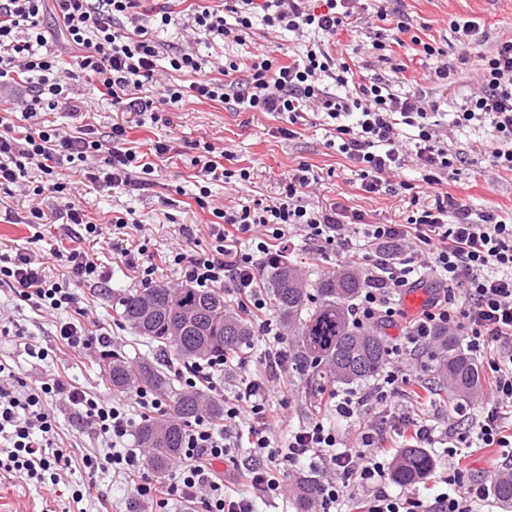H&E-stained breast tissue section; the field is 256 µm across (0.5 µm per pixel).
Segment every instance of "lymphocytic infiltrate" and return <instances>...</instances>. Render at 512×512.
Masks as SVG:
<instances>
[{
  "label": "lymphocytic infiltrate",
  "mask_w": 512,
  "mask_h": 512,
  "mask_svg": "<svg viewBox=\"0 0 512 512\" xmlns=\"http://www.w3.org/2000/svg\"><path fill=\"white\" fill-rule=\"evenodd\" d=\"M257 20L293 33L300 43L296 56L282 62L268 48L250 53L242 63L226 56V46L245 45ZM380 22L395 24L398 34L389 42L375 37L372 49L387 52L401 45L408 30L404 13L383 4L370 8L363 0H0V87L27 85L19 109L32 120L68 107L74 84L82 79L98 83L100 96L113 107L135 112L153 125L192 98L237 112L276 113L286 122L280 130L286 138L316 119L332 127V144L352 164L365 193L389 190L390 175L410 156L428 184H442L456 175L463 158L438 131L437 104L416 90L393 92L380 78L356 79L346 59L332 51L339 32ZM172 27L187 33L188 45L164 40ZM56 35L63 44L49 49ZM200 44L208 55L198 54ZM163 59L172 70L195 74V81L165 84L157 97H143ZM453 123L485 129L483 153L491 169L512 173V38L483 57L478 90L454 112ZM13 130L10 120L0 116L1 192L53 195L61 203L58 218L63 224L79 226L84 239L110 240L142 282H150L163 264L175 268L187 286L225 289L235 306L258 321L264 351L262 372L242 378L225 396L221 420L202 415L188 425L181 462L161 485L146 476L142 453L125 446L135 418L163 411L158 397L136 389L105 398L76 385L59 369L29 384L10 364L0 362V470L28 484L55 486L63 474L109 468L143 497L197 499L206 512H257V500H275L281 484L306 464L323 476L322 512L341 502L353 512H418L422 500L385 489L392 452L386 434L364 419L380 406L391 410L397 437L415 448L442 447L448 456L447 467L435 477L447 487L434 499L439 512H485L489 485L465 477L457 457L467 448H497L502 468L512 470L511 223L495 211H477L442 194L434 207L413 212L403 224H378L367 213L343 205L323 209L311 200L318 179L304 162L288 171L271 204L214 209L211 182H245L251 173L246 167L225 168L224 151L206 143L191 160L199 178L193 201L214 216L212 242L201 247L187 227L175 248L153 252L147 240L133 238L140 224L130 213L87 221L60 172H84L111 190L148 189L157 184V160L178 152L175 138L155 141L156 160L150 163L129 145L118 124L105 135L87 124L69 132L38 128L22 138ZM297 239L319 253L334 249L337 259L363 267L367 285L352 308L362 325L393 321L399 314L398 296L423 278L443 287L442 295L410 320L404 336L389 345V360L373 386L328 392L337 416L359 424L350 443L319 418L289 431L286 440L277 438L285 416L271 404L268 386L288 378L286 338L257 286L256 272L260 261L286 254ZM49 258L66 268L64 279L46 276V259L1 253L0 287L38 312L69 314L55 336L56 349L69 363L92 360L111 347L112 336L92 307L81 305L78 291L102 287L106 273L78 248L51 250ZM438 326L454 328L491 375L479 404L457 408L466 422L461 431L404 410L407 387L417 380L410 363ZM227 365L213 357L174 373L186 385L213 395L220 391ZM54 400L76 410L101 454L79 457L64 448L50 412ZM243 448L248 451L244 458L239 455ZM218 461L230 472L245 473L252 493L230 494L226 473L214 467Z\"/></svg>",
  "instance_id": "1"
}]
</instances>
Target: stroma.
Wrapping results in <instances>:
<instances>
[{"label": "stroma", "mask_w": 512, "mask_h": 512, "mask_svg": "<svg viewBox=\"0 0 512 512\" xmlns=\"http://www.w3.org/2000/svg\"><path fill=\"white\" fill-rule=\"evenodd\" d=\"M390 5L404 12L411 35L441 47L449 57L467 54L469 64L464 78L461 84L447 86L434 74L439 58H428L412 49L395 48L390 61H381L370 47L374 32L363 24L355 31H344L338 36L341 48L353 52L356 76L368 79L378 76L391 81L395 78L394 65H406V74L416 80L418 90L438 103L439 131L447 135L449 149L463 152L466 159L456 181L443 189L455 200L477 209L492 207L504 218L512 219V173L493 174L483 154L485 131L478 127L460 130L453 125L451 117L462 99L476 86L481 56L489 54L498 41L512 37V0H391ZM457 18L478 24V31L468 44H461L449 27L451 20ZM74 94L78 102L92 105L84 114L86 123L95 125L102 133L109 132L113 124H121L126 129L128 141L141 150H148L152 140L168 136L177 138L181 146L180 156L161 163L159 185L144 191H108L92 184L82 174L68 170L63 173L64 180L74 187L89 217L97 220L114 210L133 211L135 219L144 224L145 234L150 239L149 248L154 252L171 249L180 240L182 227L186 224L194 226L201 246L210 244L208 225L212 216L190 204L197 191L195 169L190 160L195 154L193 146L199 141L227 150L226 168L246 167L251 171V178L246 182L211 184V204L221 209L242 202L272 203L279 197L289 169L301 162L313 164L320 177L313 196L315 205L327 208L340 203L367 212L381 224L405 223L413 210L433 207L437 193L443 190L423 181L421 170L410 159L399 169L395 180L400 185L411 183V190L404 191L399 187L377 195L361 191L351 164L329 147L333 132L326 125L299 127L297 136L287 139L278 132L282 121L277 114L236 112L226 105L192 99L171 113V126H143L135 113L95 101L92 86L85 82L76 83ZM35 206L51 216L58 208V201L48 195L36 199L17 194L0 196V251L39 256L55 244L56 225L42 226V236L37 239L32 228L21 224V217ZM86 250L98 255L110 281L106 291H85V300L90 302L114 344L121 346L128 356L150 354L148 344L138 340L129 330L118 327L117 314L112 307L113 299L119 294L139 287V279L124 258L113 253L107 242L87 244ZM0 304L7 306L25 333L21 339L0 335V360L13 366L27 381L39 379L48 370L64 367L62 361L50 352L57 317L33 311L4 287H0ZM28 342L47 348L48 356L42 360L30 357L24 348ZM67 370L76 383L104 397L111 394L112 385L99 366L79 365ZM283 398L288 401L287 424L295 427L313 418L311 399L303 380L292 376L284 384L271 382V401ZM52 412L65 445L73 447L79 455L98 454L92 431L79 420L72 407L59 403L54 405ZM78 484L87 489L84 503L87 512H98L103 505L109 512L205 510L200 502L178 498L170 499L163 506L142 502L118 474L104 470L91 476L80 470L54 488L27 484L0 471V512H62L68 504L72 486Z\"/></svg>", "instance_id": "35a3bbf8"}]
</instances>
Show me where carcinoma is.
<instances>
[{"mask_svg": "<svg viewBox=\"0 0 512 512\" xmlns=\"http://www.w3.org/2000/svg\"><path fill=\"white\" fill-rule=\"evenodd\" d=\"M260 287L279 323L288 328V365L305 380L311 396L328 387L360 384L384 370L388 350L382 330L359 326L350 314L351 303L365 287L359 266L346 264L314 276L282 260L269 265ZM116 311L119 324L147 340L155 355L131 360L114 351L103 359V369L113 391L145 389L168 405L165 415L140 422L135 431L138 447L147 452L148 466L164 476L181 454L189 419L204 411L214 420L224 415L223 399L189 386L175 387L172 368L213 356L242 354L254 345L259 327L240 314L220 288L149 283L121 295ZM174 323L181 325L182 335H170ZM431 340L438 380L459 397L471 394L481 380L476 359L465 353L445 326L432 330ZM433 469L434 460L426 449L407 447L395 459L391 476L398 484L414 485ZM320 482L313 472L293 480L296 512H314ZM494 497L502 508H512V475L505 473L497 479Z\"/></svg>", "mask_w": 512, "mask_h": 512, "instance_id": "carcinoma-1", "label": "carcinoma"}]
</instances>
